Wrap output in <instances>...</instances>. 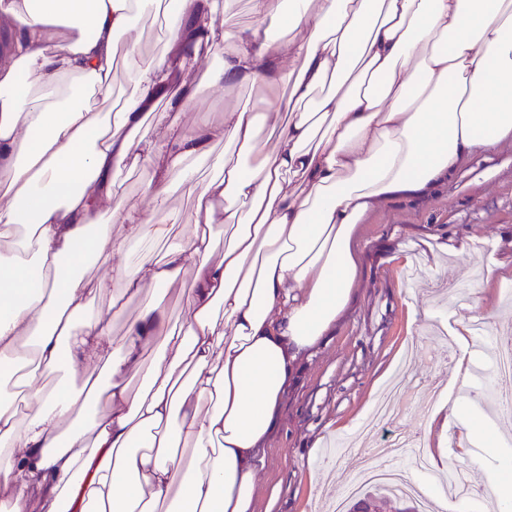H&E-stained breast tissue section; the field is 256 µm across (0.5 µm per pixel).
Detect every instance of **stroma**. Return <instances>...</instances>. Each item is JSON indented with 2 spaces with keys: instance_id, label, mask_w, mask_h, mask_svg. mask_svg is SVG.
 I'll use <instances>...</instances> for the list:
<instances>
[{
  "instance_id": "1",
  "label": "stroma",
  "mask_w": 512,
  "mask_h": 512,
  "mask_svg": "<svg viewBox=\"0 0 512 512\" xmlns=\"http://www.w3.org/2000/svg\"><path fill=\"white\" fill-rule=\"evenodd\" d=\"M219 55L187 57L179 82L196 87L191 118L220 122L233 109L253 106L257 89L203 82ZM464 246L466 259L454 253ZM360 280L328 336L306 353L283 397L277 428L264 442L256 483V512H328L372 449L421 431L425 419L464 403L451 380L459 352H467L473 392L494 402L492 352L512 331V144L480 153L455 179L425 195L396 197L360 223ZM495 262L494 279L470 272L472 258ZM486 312L487 332L471 336L458 322L472 305ZM432 317H422L424 307ZM403 380L409 407L375 430L365 419L380 393ZM468 415L435 431L429 442L434 471L459 467L472 487L460 512H494L483 471L512 454L471 443Z\"/></svg>"
}]
</instances>
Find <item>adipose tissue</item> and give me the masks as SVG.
I'll return each instance as SVG.
<instances>
[{
	"mask_svg": "<svg viewBox=\"0 0 512 512\" xmlns=\"http://www.w3.org/2000/svg\"><path fill=\"white\" fill-rule=\"evenodd\" d=\"M155 2L0 0V380L21 356L36 370L0 398V512H253L300 358L350 302L359 218L512 136V0H249L234 33L222 0H169L144 65L124 36ZM217 48L207 82L258 87L253 108L151 136L183 56ZM129 157L151 171L146 218L115 190ZM190 159L213 172L187 215L167 201ZM116 256L102 315L85 270ZM188 271L172 328L164 289Z\"/></svg>",
	"mask_w": 512,
	"mask_h": 512,
	"instance_id": "1",
	"label": "adipose tissue"
}]
</instances>
